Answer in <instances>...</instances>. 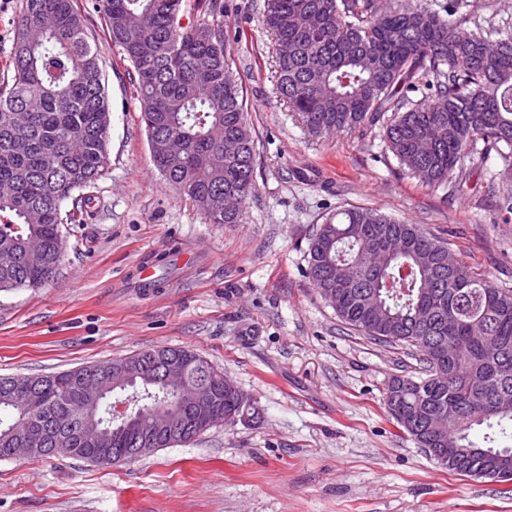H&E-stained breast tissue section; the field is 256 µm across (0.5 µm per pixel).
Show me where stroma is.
Segmentation results:
<instances>
[{
  "instance_id": "35a3bbf8",
  "label": "stroma",
  "mask_w": 512,
  "mask_h": 512,
  "mask_svg": "<svg viewBox=\"0 0 512 512\" xmlns=\"http://www.w3.org/2000/svg\"><path fill=\"white\" fill-rule=\"evenodd\" d=\"M264 4L224 0L257 190L243 223L210 224L154 167L133 68L77 0L103 59L107 171L83 222L62 227L56 278L0 291V376L185 347L255 399L260 418L111 467L0 460V512H512L498 483L440 467L398 429L385 385L418 359L340 322L305 273L316 226L359 206L419 225L512 289V222L482 198L499 160L474 155L468 188L449 198L403 175L380 131L310 136L273 90Z\"/></svg>"
}]
</instances>
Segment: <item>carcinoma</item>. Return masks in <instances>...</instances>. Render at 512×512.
Returning <instances> with one entry per match:
<instances>
[{"mask_svg": "<svg viewBox=\"0 0 512 512\" xmlns=\"http://www.w3.org/2000/svg\"><path fill=\"white\" fill-rule=\"evenodd\" d=\"M469 0L444 12L420 0H267L262 26L276 45V93L315 137L338 131L383 132L385 150L405 174L445 193L462 191L475 153L501 166L488 195L512 219V32L472 22ZM467 11H462V8ZM482 10L491 5H479ZM112 44L134 70L154 166L195 202L210 224H239L256 192V142L239 70L218 16L223 0H93ZM101 52L73 0H23L8 70L0 79V291L34 288L59 268L61 225L79 224L105 174L110 107ZM72 207L62 212V205ZM447 243L379 211L352 207L325 218L310 239L307 278L337 318L375 342L422 355L421 375L386 383L388 416L418 447L481 448L475 466L507 456L494 446L512 429V290L501 289L459 260L439 263ZM496 336L504 353L481 342ZM100 369L0 377V460L34 429L53 456L101 466L121 463L116 449L178 391L147 377L132 386L126 422L108 417L77 388L60 398L56 381ZM221 415L260 416L224 390L212 370ZM474 426L487 433L470 439Z\"/></svg>", "mask_w": 512, "mask_h": 512, "instance_id": "cac0c4a2", "label": "carcinoma"}]
</instances>
